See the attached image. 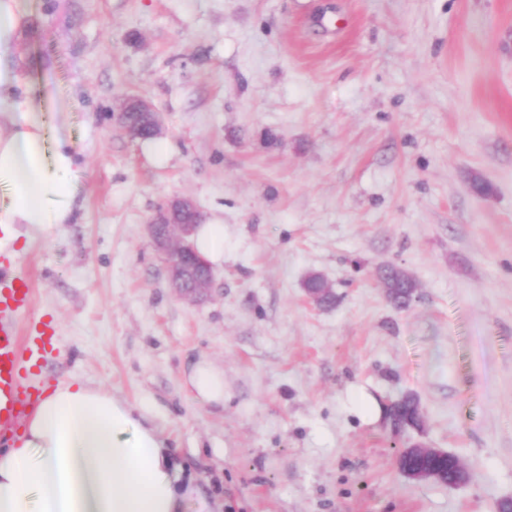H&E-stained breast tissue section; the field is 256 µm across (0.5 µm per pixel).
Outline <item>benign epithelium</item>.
Listing matches in <instances>:
<instances>
[{
    "instance_id": "7a95c632",
    "label": "benign epithelium",
    "mask_w": 512,
    "mask_h": 512,
    "mask_svg": "<svg viewBox=\"0 0 512 512\" xmlns=\"http://www.w3.org/2000/svg\"><path fill=\"white\" fill-rule=\"evenodd\" d=\"M115 117L132 139H141L148 134L155 136L160 132L158 113L145 100H127ZM201 221L202 216L195 203L183 197L168 202L148 225L151 243L165 258L173 288L181 298L192 302L203 300L212 282L210 266L191 247L196 226ZM404 454L453 462V454L448 451L419 444L408 446ZM404 474L415 482H436L446 477V472L435 465L406 470Z\"/></svg>"
}]
</instances>
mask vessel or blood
Wrapping results in <instances>:
<instances>
[{
	"instance_id": "obj_1",
	"label": "vessel or blood",
	"mask_w": 512,
	"mask_h": 512,
	"mask_svg": "<svg viewBox=\"0 0 512 512\" xmlns=\"http://www.w3.org/2000/svg\"><path fill=\"white\" fill-rule=\"evenodd\" d=\"M32 308V291L18 272L15 258L0 254V446H9L20 422L41 392L28 383L30 371L43 366L56 346L48 323L33 327L19 340L17 326Z\"/></svg>"
}]
</instances>
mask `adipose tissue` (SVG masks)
I'll use <instances>...</instances> for the list:
<instances>
[{"label":"adipose tissue","instance_id":"1","mask_svg":"<svg viewBox=\"0 0 512 512\" xmlns=\"http://www.w3.org/2000/svg\"><path fill=\"white\" fill-rule=\"evenodd\" d=\"M34 26L23 0H0V251L72 221L76 164L65 137L47 150L46 94L25 80L17 45ZM185 385L201 408L224 404V372L200 357ZM166 439L125 400L72 378L0 449V512H187L195 493Z\"/></svg>","mask_w":512,"mask_h":512}]
</instances>
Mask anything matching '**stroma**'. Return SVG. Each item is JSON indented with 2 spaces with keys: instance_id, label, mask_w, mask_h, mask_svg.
Instances as JSON below:
<instances>
[{
  "instance_id": "1",
  "label": "stroma",
  "mask_w": 512,
  "mask_h": 512,
  "mask_svg": "<svg viewBox=\"0 0 512 512\" xmlns=\"http://www.w3.org/2000/svg\"><path fill=\"white\" fill-rule=\"evenodd\" d=\"M18 47L77 158L74 223L18 251L55 322L40 385L143 410L222 512H498L512 502V0H24ZM138 96L157 140L112 120ZM168 143L165 159L155 141ZM194 200L224 227L207 300L146 226ZM417 288L407 308L379 271ZM319 274L336 296L311 303ZM224 371L203 409L184 376ZM414 395L419 428L387 407ZM467 483L409 480L405 448ZM185 385L201 408L223 407L224 371L208 357H200L185 374Z\"/></svg>"
}]
</instances>
